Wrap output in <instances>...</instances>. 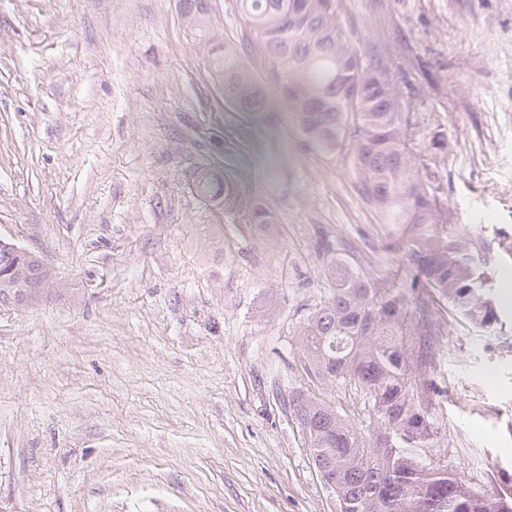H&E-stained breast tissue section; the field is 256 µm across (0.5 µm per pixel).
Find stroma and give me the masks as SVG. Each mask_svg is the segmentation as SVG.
Returning a JSON list of instances; mask_svg holds the SVG:
<instances>
[{
	"label": "stroma",
	"instance_id": "stroma-1",
	"mask_svg": "<svg viewBox=\"0 0 512 512\" xmlns=\"http://www.w3.org/2000/svg\"><path fill=\"white\" fill-rule=\"evenodd\" d=\"M244 46L236 0H210ZM389 69L444 203L440 239L487 254L493 326L455 317L407 262L346 152L225 104L178 0H0V240L54 282L0 306V512H334L284 407L330 260L424 297L447 389L439 443L512 479V0H336ZM212 165L276 222L191 191Z\"/></svg>",
	"mask_w": 512,
	"mask_h": 512
}]
</instances>
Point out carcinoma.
I'll list each match as a JSON object with an SVG mask.
<instances>
[{"label":"carcinoma","mask_w":512,"mask_h":512,"mask_svg":"<svg viewBox=\"0 0 512 512\" xmlns=\"http://www.w3.org/2000/svg\"><path fill=\"white\" fill-rule=\"evenodd\" d=\"M180 2L212 76L228 92L225 103L263 122L272 114L263 84L277 87L310 150L334 157L349 146L357 189L387 223H439L442 206L411 165L409 113L372 103L356 112L350 107L346 65L358 53L338 21L336 0H236L245 40L268 62L261 83L215 32L208 0ZM191 186L242 224L273 223L259 198L212 166L197 168ZM408 257L425 286L462 315L484 326L498 322L483 293L486 254L421 232ZM328 273L334 292L303 319L298 371L325 390L354 391L377 421L357 423L301 389L288 393V405L336 512H512V485L499 473L488 469L477 482L432 452L442 427L422 396L440 405L445 390L435 381L427 303L411 306L405 295L377 287L343 262L330 263ZM52 283L39 255L22 258L13 243H0V304Z\"/></svg>","instance_id":"obj_1"}]
</instances>
